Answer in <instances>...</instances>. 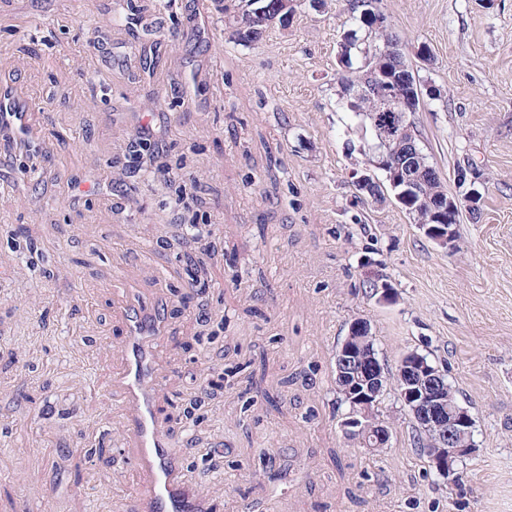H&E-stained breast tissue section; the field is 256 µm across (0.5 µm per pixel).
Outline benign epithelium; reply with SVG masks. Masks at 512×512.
I'll return each mask as SVG.
<instances>
[{
	"label": "benign epithelium",
	"mask_w": 512,
	"mask_h": 512,
	"mask_svg": "<svg viewBox=\"0 0 512 512\" xmlns=\"http://www.w3.org/2000/svg\"><path fill=\"white\" fill-rule=\"evenodd\" d=\"M357 8L362 15L376 16L378 24H389L376 0H358L348 5L351 12ZM407 86V81L372 86L374 108L371 119L376 130L377 148L383 156L381 167L392 170L396 175L393 184L403 188L396 195L397 200H412L410 213L417 226L439 245L452 250L457 243L459 215L464 206L474 204V199L450 196L445 209L447 215L434 211L432 198L425 194V184L437 175V171L413 141L407 107L413 93L405 91ZM373 339L367 322L357 321L351 326L336 352V384L349 404V411L342 419L345 433L372 448H383L392 434L391 427L376 415L378 400L387 385L384 365L373 351L362 357L353 345L356 340L369 347ZM400 367L398 394L404 407L416 424L437 438L435 447L427 449L432 468L438 476L458 487L457 464L475 453L477 447L474 421L465 409L453 402L446 370L426 364L413 351L401 357Z\"/></svg>",
	"instance_id": "7a95c632"
}]
</instances>
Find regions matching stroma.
<instances>
[{"mask_svg": "<svg viewBox=\"0 0 512 512\" xmlns=\"http://www.w3.org/2000/svg\"><path fill=\"white\" fill-rule=\"evenodd\" d=\"M380 8L441 92L410 120L446 191L456 166L483 174L452 250L351 184L376 137L340 105L345 0H295L247 46L224 0H0V84L32 113L28 147L0 140V512H128L126 304L161 311L165 428L213 512H512V0ZM359 320L387 367L416 350L447 371L478 446L460 487L396 390L388 447L343 431L335 357Z\"/></svg>", "mask_w": 512, "mask_h": 512, "instance_id": "35a3bbf8", "label": "stroma"}]
</instances>
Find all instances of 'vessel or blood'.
<instances>
[{
    "label": "vessel or blood",
    "mask_w": 512,
    "mask_h": 512,
    "mask_svg": "<svg viewBox=\"0 0 512 512\" xmlns=\"http://www.w3.org/2000/svg\"><path fill=\"white\" fill-rule=\"evenodd\" d=\"M10 110L19 125H27L28 109L22 92L0 86V110ZM125 339L113 379L120 397L121 420L112 438L124 449L139 479L132 512H209L208 506L184 487L180 471L183 454L170 448L162 425L163 405L157 388L164 371L153 345L163 323L154 306L124 311Z\"/></svg>",
    "instance_id": "1"
}]
</instances>
